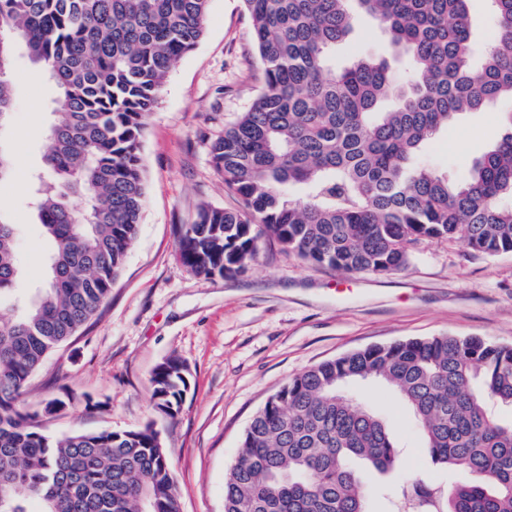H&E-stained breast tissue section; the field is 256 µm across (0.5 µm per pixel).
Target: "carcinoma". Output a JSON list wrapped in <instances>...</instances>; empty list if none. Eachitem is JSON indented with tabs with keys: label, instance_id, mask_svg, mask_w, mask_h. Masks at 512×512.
Segmentation results:
<instances>
[{
	"label": "carcinoma",
	"instance_id": "carcinoma-1",
	"mask_svg": "<svg viewBox=\"0 0 512 512\" xmlns=\"http://www.w3.org/2000/svg\"><path fill=\"white\" fill-rule=\"evenodd\" d=\"M210 0H0V124L12 104L11 57L57 89L34 210L51 242L44 285L0 321V512H181L161 433L51 437L20 406L29 376L107 301L146 199L141 151L171 65L205 33ZM497 34L473 68L467 0H244L263 70L250 107L212 145L241 210L211 206L178 229L195 275L234 277L270 238L304 262L345 273L404 270L414 244L459 240L512 253V118L464 176L419 160L461 114L512 100V0H490ZM366 14L408 60L337 74L329 56ZM86 199L76 207L70 198ZM16 228L0 220V300L15 296ZM377 381L405 402L431 462L467 472L444 490L416 479L405 512H512V346L471 336L411 338L323 361L295 375L251 418L224 480V512H367L358 465L396 469L381 414L352 384ZM155 408L173 419L189 382L168 360Z\"/></svg>",
	"mask_w": 512,
	"mask_h": 512
}]
</instances>
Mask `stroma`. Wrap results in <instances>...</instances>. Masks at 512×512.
Masks as SVG:
<instances>
[{
    "mask_svg": "<svg viewBox=\"0 0 512 512\" xmlns=\"http://www.w3.org/2000/svg\"><path fill=\"white\" fill-rule=\"evenodd\" d=\"M393 59L384 31L359 15L337 45L332 66L357 57ZM24 51L12 62V125L1 134L14 160L0 182L17 229L23 277L18 291L41 287L50 249L30 204V175L43 166L44 131L55 95L48 79L31 82ZM263 85L243 0H210L205 35L178 59L148 120L142 147L147 196L139 236L108 302L29 378L23 405L69 399L45 418L43 430H132L155 423L171 463L182 512H224V479L254 413L293 375L311 365L372 345L451 334L512 345V255L487 258L464 243L432 240L416 246L409 266L378 276L348 275L304 264L274 242H261L248 269L235 277L194 275L178 253L176 227L205 205L235 210L212 161L211 144L224 123L245 111ZM512 102L462 114L426 145L421 156L440 171L464 173L499 139ZM175 358L189 390L175 418L154 407L152 375ZM353 393L378 409L401 448L399 468L364 471L367 486L399 495L422 478L442 487L465 481L461 470L435 469L408 407L380 385Z\"/></svg>",
    "mask_w": 512,
    "mask_h": 512,
    "instance_id": "35a3bbf8",
    "label": "stroma"
}]
</instances>
